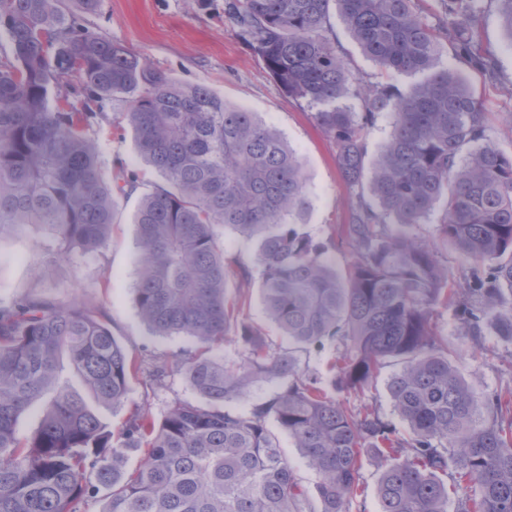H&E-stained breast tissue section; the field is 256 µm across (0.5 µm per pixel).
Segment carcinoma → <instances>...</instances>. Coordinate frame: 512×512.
Returning <instances> with one entry per match:
<instances>
[{
    "instance_id": "obj_1",
    "label": "carcinoma",
    "mask_w": 512,
    "mask_h": 512,
    "mask_svg": "<svg viewBox=\"0 0 512 512\" xmlns=\"http://www.w3.org/2000/svg\"><path fill=\"white\" fill-rule=\"evenodd\" d=\"M448 38L494 78L498 61L466 34L485 0H442ZM512 47V0H493ZM379 68L357 76L331 23ZM239 37L336 145L352 200L341 236L345 270L304 231L310 188L297 152L257 113L209 86L171 78L85 29L65 0H0V242L35 228L53 238L51 261L109 240L115 199L141 191L135 214V302L156 336L200 347L177 363L200 401L172 402L160 421L141 408L114 435L63 376L67 358L94 400L117 410L142 362L112 335L102 311L70 298L28 295L0 308V512H351L363 459L383 462L380 512H512V397L479 400L453 364L434 313L448 304L452 247L476 265L459 296L473 336L494 325L512 341V154L489 138L485 113L458 72L442 65L436 29L413 0H224ZM420 75L404 88L398 76ZM77 81L75 105L55 92ZM127 103L125 124L160 181L97 161L104 104ZM390 131L369 157L379 115ZM440 210L435 239L412 231ZM255 242L267 318L288 339L274 346L238 319L217 228ZM242 361L224 360L228 337ZM342 349L332 386L369 388L381 370L398 437L370 408L354 411L301 366L297 352ZM259 383L274 388L239 412ZM29 439L20 417L36 402ZM275 422L318 476L311 497L285 457ZM142 453L127 468L128 454Z\"/></svg>"
}]
</instances>
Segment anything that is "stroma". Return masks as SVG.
Segmentation results:
<instances>
[{
  "label": "stroma",
  "mask_w": 512,
  "mask_h": 512,
  "mask_svg": "<svg viewBox=\"0 0 512 512\" xmlns=\"http://www.w3.org/2000/svg\"><path fill=\"white\" fill-rule=\"evenodd\" d=\"M81 24L131 53L146 57L156 68L184 83H203L228 103L259 115L277 128L299 154L311 188L310 210L303 229L314 240L330 243V253L339 267L354 260L350 243L338 233L351 215L348 189L336 165V146L315 124L310 112L288 97L263 63L239 39L234 23L224 15V0H102L99 9L80 16ZM469 37L483 53L499 63L497 79L459 61L452 44H445L441 61L455 68L488 117L489 134L503 152L512 151V47L495 5H487ZM99 164L104 179H111L117 164L135 170L141 181L157 176L141 160L132 130L99 136ZM138 194L119 198L116 222L104 248L75 253L71 262L53 265L49 256L56 242L37 230H26L16 241L0 244V307L13 306L25 296L41 293L67 299L77 295L101 308L115 336L129 354L144 363L162 357L175 359L194 351L186 336H155L141 321L135 305L139 252L134 225ZM224 257L232 273L230 286L248 297L242 312L274 345L286 340L267 319L260 295V280L238 279L239 265H253L255 249L232 230L222 231ZM438 334L448 340L454 362L463 379L480 396L512 393V342L493 332L481 338L470 335L455 305L438 308ZM390 370H383L368 390L341 392L337 398L347 406L376 409L396 433L405 425L393 409L387 391ZM198 396L180 371H172L163 388L146 394L140 380H133L124 407L98 408L97 413L112 432H120L134 408L161 419L172 401L194 402Z\"/></svg>",
  "instance_id": "1"
}]
</instances>
